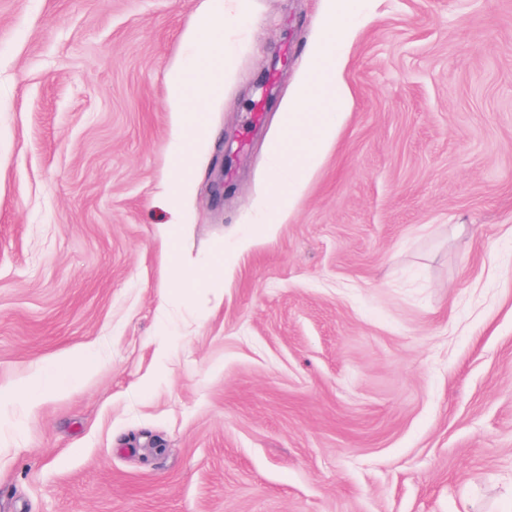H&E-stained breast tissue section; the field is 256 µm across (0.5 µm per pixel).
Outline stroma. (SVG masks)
Listing matches in <instances>:
<instances>
[{"label": "stroma", "mask_w": 512, "mask_h": 512, "mask_svg": "<svg viewBox=\"0 0 512 512\" xmlns=\"http://www.w3.org/2000/svg\"><path fill=\"white\" fill-rule=\"evenodd\" d=\"M216 4L0 0V391L98 359L0 401V512H512V0H361L337 141L192 297L168 262L251 224L322 24L249 0L225 25L176 198L169 78ZM96 365L94 357L82 352L75 356L66 372L54 367H42L25 383L22 397L35 404L47 395L66 392L74 388Z\"/></svg>", "instance_id": "35a3bbf8"}]
</instances>
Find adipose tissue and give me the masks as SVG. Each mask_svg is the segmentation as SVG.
<instances>
[{
    "mask_svg": "<svg viewBox=\"0 0 512 512\" xmlns=\"http://www.w3.org/2000/svg\"><path fill=\"white\" fill-rule=\"evenodd\" d=\"M355 2L323 0V24L307 48L308 65L280 112L278 128L268 148L269 194L280 214L289 213L302 195L308 174L319 165L324 149L335 141L349 108L351 92L340 75V53L352 37L348 18ZM191 37L197 61L177 72L169 83L179 130L173 158L184 178L194 171L198 143L211 136L201 122V114L224 82L223 12L214 11L197 21ZM253 241V236H241L231 250L225 251L222 264L203 271L172 263L169 276L191 290H204L213 279L223 276L228 265ZM96 365L94 357L82 352L75 356L68 371L40 368L25 383L22 396L34 404L47 395L68 391Z\"/></svg>",
    "mask_w": 512,
    "mask_h": 512,
    "instance_id": "obj_1",
    "label": "adipose tissue"
}]
</instances>
